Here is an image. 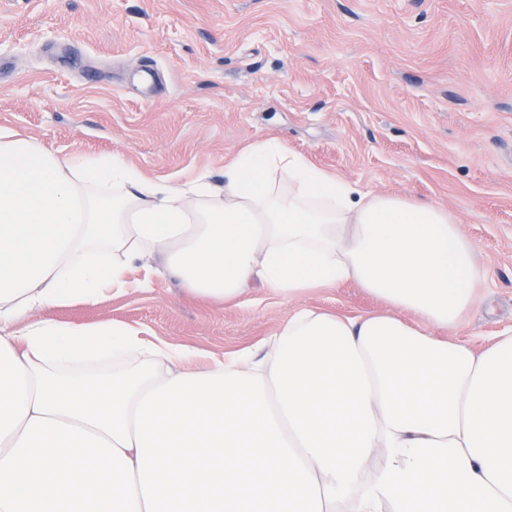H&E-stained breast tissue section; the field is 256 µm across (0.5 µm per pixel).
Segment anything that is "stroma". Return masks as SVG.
<instances>
[{
	"mask_svg": "<svg viewBox=\"0 0 512 512\" xmlns=\"http://www.w3.org/2000/svg\"><path fill=\"white\" fill-rule=\"evenodd\" d=\"M152 60L160 89L133 76ZM0 127L148 175L222 181L270 137L363 189L448 210L485 268L455 329L512 327V0H0ZM383 304L354 283L214 305L177 280L42 311L210 355L260 348L298 310Z\"/></svg>",
	"mask_w": 512,
	"mask_h": 512,
	"instance_id": "1",
	"label": "stroma"
}]
</instances>
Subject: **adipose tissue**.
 <instances>
[{"label": "adipose tissue", "mask_w": 512, "mask_h": 512, "mask_svg": "<svg viewBox=\"0 0 512 512\" xmlns=\"http://www.w3.org/2000/svg\"><path fill=\"white\" fill-rule=\"evenodd\" d=\"M169 275L217 304L352 281L385 308L306 307L205 362L39 316ZM483 280L446 210L276 138L219 188L0 127V512H512V330L444 336Z\"/></svg>", "instance_id": "adipose-tissue-1"}]
</instances>
